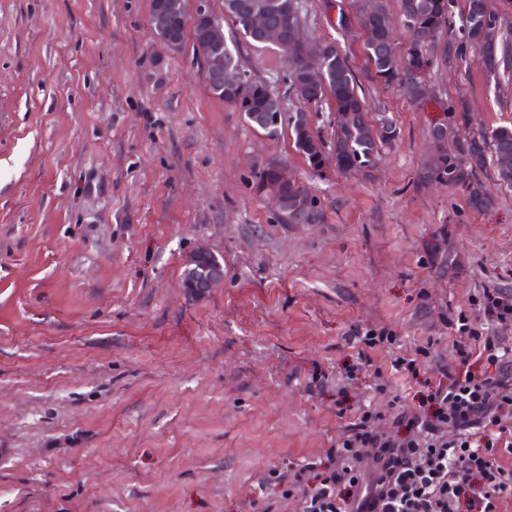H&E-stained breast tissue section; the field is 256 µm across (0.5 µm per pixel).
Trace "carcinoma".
Segmentation results:
<instances>
[{
    "mask_svg": "<svg viewBox=\"0 0 512 512\" xmlns=\"http://www.w3.org/2000/svg\"><path fill=\"white\" fill-rule=\"evenodd\" d=\"M249 0H224V14L231 20L234 31L224 39V69L231 77L224 79V93L219 98L239 112L252 128L269 137H276L283 124L276 123L277 110L272 99L277 96L270 86L254 80L239 70L238 41L264 45L252 29ZM270 22L288 26L290 14L301 19L300 0H266ZM453 0H400V13L408 36L405 56L399 58L394 46L395 26L379 0H370L359 11V24L364 28V55L370 66L371 79L386 87H397L416 104L425 103L429 89L428 77L436 66L448 58V48L434 54L438 37L464 32L466 45L477 52L478 63L489 73L507 65L512 56V29L497 15L487 12L485 0H465L459 14L453 12ZM287 63L288 90L294 94L302 112L308 105L330 101L338 115L350 116V121L336 126L333 137L324 142L310 124L295 121L288 124L293 145L307 165L320 171L332 161L344 174L358 173L375 165L380 152L378 144L394 145L399 130L390 117L376 118L366 109L364 96L357 90L356 72L348 63L335 41L321 40L312 50L284 51ZM323 72V81L309 80L308 61ZM448 122V135H443V122L430 124L428 134L433 144L442 149L440 161L428 166L424 178L463 192L469 207L483 210L488 198L481 176L493 169L497 179L512 186V126H496L477 133L467 132L469 116L463 103L443 107ZM281 165L259 167L253 171V188L261 192L262 185L278 178ZM284 190L289 204L297 198L310 201L309 224H319L323 212L318 198L294 175H288Z\"/></svg>",
    "mask_w": 512,
    "mask_h": 512,
    "instance_id": "carcinoma-1",
    "label": "carcinoma"
}]
</instances>
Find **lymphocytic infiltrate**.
<instances>
[{
	"mask_svg": "<svg viewBox=\"0 0 512 512\" xmlns=\"http://www.w3.org/2000/svg\"><path fill=\"white\" fill-rule=\"evenodd\" d=\"M486 332L457 320L456 364L444 366L422 411L398 413L393 431L359 409L326 461L268 478L299 512H497L512 492V469L498 461L499 427L512 416V299L484 291Z\"/></svg>",
	"mask_w": 512,
	"mask_h": 512,
	"instance_id": "f902f5d3",
	"label": "lymphocytic infiltrate"
}]
</instances>
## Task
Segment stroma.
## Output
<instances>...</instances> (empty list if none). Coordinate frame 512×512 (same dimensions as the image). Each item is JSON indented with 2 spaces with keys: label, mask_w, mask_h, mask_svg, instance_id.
<instances>
[{
  "label": "stroma",
  "mask_w": 512,
  "mask_h": 512,
  "mask_svg": "<svg viewBox=\"0 0 512 512\" xmlns=\"http://www.w3.org/2000/svg\"><path fill=\"white\" fill-rule=\"evenodd\" d=\"M327 2L301 0L306 36L336 40L400 130L348 177L214 98L192 44L154 35L151 0H0V512H261L270 467L325 459L358 405L390 430L455 363L448 319L482 321L483 289L512 296V187L485 179L477 212L422 179L441 101L476 130L512 124V66L449 55L414 107L369 78ZM239 62L285 92L277 49ZM271 160L322 223L256 194ZM201 248L224 282L192 299ZM285 168L280 164L272 166L265 164L253 171V188L257 194L261 192L262 185L266 181H271L278 178L280 171ZM282 178L288 179V183L285 184L284 190L288 197H285L277 184H267L262 188V192L269 195L273 201V204L282 218V220L288 223V218L292 224H303V216L309 210V204L307 201H301V199L310 201L311 214L307 220V224H319L323 220V212L318 203V198L313 195L310 190L299 181L290 171L282 172ZM301 197V199H297ZM297 203L293 210V215H288V201L289 204ZM183 267L182 288L192 298L204 297L224 282V263L211 251L188 255Z\"/></svg>",
  "instance_id": "1"
}]
</instances>
